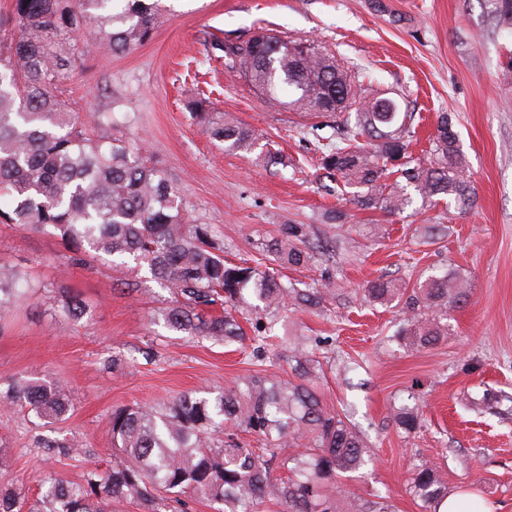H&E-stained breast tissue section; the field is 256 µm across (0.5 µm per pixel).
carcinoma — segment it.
I'll return each instance as SVG.
<instances>
[{
  "mask_svg": "<svg viewBox=\"0 0 512 512\" xmlns=\"http://www.w3.org/2000/svg\"><path fill=\"white\" fill-rule=\"evenodd\" d=\"M497 19L512 24V0H490ZM160 0H125L117 12L113 0H15L0 17V224L34 231L51 230L60 238L72 266L104 261L115 266L131 259L117 285L129 290V278L147 269L168 290L171 300L152 323L188 339L230 345L252 343L263 360L286 348L293 379L275 373L240 377L224 390L181 393L157 405L112 409L109 431L112 466L86 470L72 482L47 472L44 491L28 503L21 492L0 486V512H112V504L156 503L164 512H190L202 499L214 512H263L275 504L282 512H341L350 498L344 478L372 462L368 438L345 414L324 405L314 388L322 373L317 340L280 336L275 322L240 318L318 309L335 291V281L320 288L284 283L275 267L232 262L208 224L188 222L179 190L152 157L129 142L110 112L98 115L88 136L77 113L59 94L84 55L73 33L97 27L98 45L124 54L151 41L162 16ZM211 53H222L224 67L244 76L265 95L282 89L288 109L338 117L355 111L348 143L321 153L319 166L342 193L366 209L399 213L411 203L410 191L423 200L452 196L472 202L473 189L454 124L439 115L429 156L409 149L413 113L379 93L356 88L336 55L310 40L284 39L266 27L231 44L214 38ZM208 100L187 102L188 111L206 124L211 139L231 149L250 150L257 133L228 119L209 117ZM309 225L286 224L279 235L256 244L276 267H298L312 259ZM27 293V278L17 267L0 266V319ZM468 282L442 271L413 288L396 279L370 282L364 294L380 304H404L398 332L416 349L437 345L448 335V310L469 295ZM57 312L77 323L88 315L80 296L56 287ZM3 402L29 409L38 419L63 422L71 406L59 382L30 380L9 386ZM399 429L421 428L415 407L394 410ZM263 438L256 450L238 433ZM49 457L82 454L68 440L39 439ZM295 447L288 454L285 449ZM409 490L427 512H438L448 484L438 467L413 468ZM353 512H395L388 497L375 494Z\"/></svg>",
  "mask_w": 512,
  "mask_h": 512,
  "instance_id": "carcinoma-1",
  "label": "carcinoma"
}]
</instances>
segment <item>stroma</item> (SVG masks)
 Returning <instances> with one entry per match:
<instances>
[{
  "label": "stroma",
  "instance_id": "1",
  "mask_svg": "<svg viewBox=\"0 0 512 512\" xmlns=\"http://www.w3.org/2000/svg\"><path fill=\"white\" fill-rule=\"evenodd\" d=\"M149 43L115 55L97 49L86 29L81 67L60 85L63 99L93 127L113 110L142 152L160 159L179 189L189 220L210 225L230 259L258 258L257 240L283 224H306L311 243L329 241L313 265L286 269L288 281L310 285L322 274L338 294L322 312L288 310L299 335L320 339L324 375L318 391L338 410L352 406L356 426L376 452L373 464L348 478L357 496L389 493L396 512H423L407 491L410 470L439 466L452 493L481 512H512V25L498 23L487 0H165ZM263 26L281 36L310 39L336 53L356 83L404 96L416 131L410 150L424 156L440 113L459 133L474 186L472 207L443 197L415 199L403 213L362 210L326 188L318 168V117L292 112L263 95L211 56L212 38L244 39ZM208 97L219 116L250 126L287 167H266L256 152L224 149L184 108ZM332 210L345 223H326ZM49 232L0 224V264L28 273L39 289L0 322V390L19 379L61 381L72 411L48 424L14 405L0 409V448L13 461L14 487L36 498L46 469L39 436L67 438L87 456L58 459L56 472L81 480L89 461L112 462L107 420L113 407L155 404L180 393L229 386L240 376L274 369L290 377L287 354L273 362L249 350L187 340L153 330L149 318L165 307L167 290L139 279L135 291L116 287L117 273L100 262L69 267ZM458 272L471 288L448 314V337L417 350L394 336L402 308L366 301L368 282L388 276L416 283L432 272ZM63 284L80 294L89 314L60 318L50 291ZM152 356H145V349ZM128 365L104 366L112 353ZM507 394L495 408L470 410L466 397ZM417 404L419 433L393 421L395 408Z\"/></svg>",
  "mask_w": 512,
  "mask_h": 512
}]
</instances>
